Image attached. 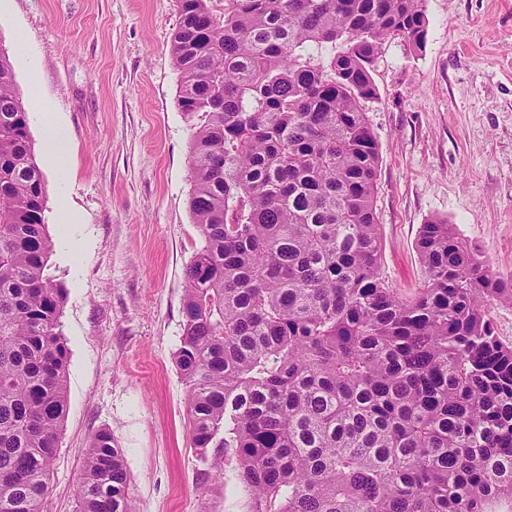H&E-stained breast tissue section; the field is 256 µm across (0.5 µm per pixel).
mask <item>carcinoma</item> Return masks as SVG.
Here are the masks:
<instances>
[{"mask_svg":"<svg viewBox=\"0 0 512 512\" xmlns=\"http://www.w3.org/2000/svg\"><path fill=\"white\" fill-rule=\"evenodd\" d=\"M170 51L195 131L175 362L190 447L231 458L252 512H512V305L456 225H421L424 284L380 274L379 147L363 103L425 0H177ZM46 184L0 43V512H43L68 402ZM105 430L76 512H136ZM489 313L497 336L505 342H512V306L492 305Z\"/></svg>","mask_w":512,"mask_h":512,"instance_id":"carcinoma-1","label":"carcinoma"}]
</instances>
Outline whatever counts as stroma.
Returning a JSON list of instances; mask_svg holds the SVG:
<instances>
[{"instance_id":"stroma-1","label":"stroma","mask_w":512,"mask_h":512,"mask_svg":"<svg viewBox=\"0 0 512 512\" xmlns=\"http://www.w3.org/2000/svg\"><path fill=\"white\" fill-rule=\"evenodd\" d=\"M426 45L387 42L366 103L378 141L380 273L407 296L424 282L421 224L447 218L512 277V0H426ZM176 0H0V43L47 190L49 273L66 290L69 402L43 512H75L86 448H120L137 512H251L235 464L221 476L189 447L185 268L202 245L189 211L195 128L177 106ZM69 141L44 154L40 115ZM81 216L64 227L60 204ZM87 237L79 258L63 230Z\"/></svg>"}]
</instances>
